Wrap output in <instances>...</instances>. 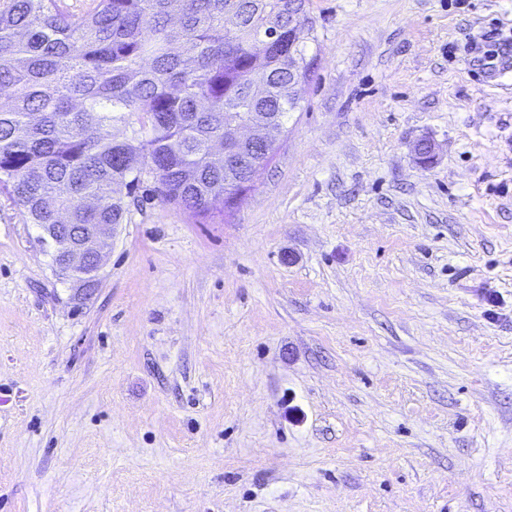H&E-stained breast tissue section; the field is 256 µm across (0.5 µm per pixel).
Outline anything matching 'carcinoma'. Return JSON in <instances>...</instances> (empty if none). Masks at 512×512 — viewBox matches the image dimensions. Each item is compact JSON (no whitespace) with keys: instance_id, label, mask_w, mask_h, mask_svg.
I'll return each instance as SVG.
<instances>
[{"instance_id":"carcinoma-1","label":"carcinoma","mask_w":512,"mask_h":512,"mask_svg":"<svg viewBox=\"0 0 512 512\" xmlns=\"http://www.w3.org/2000/svg\"><path fill=\"white\" fill-rule=\"evenodd\" d=\"M0 0V187L27 221L122 224L144 176L198 219L224 218L238 182L210 148L246 112L288 114L291 70L310 78V0Z\"/></svg>"}]
</instances>
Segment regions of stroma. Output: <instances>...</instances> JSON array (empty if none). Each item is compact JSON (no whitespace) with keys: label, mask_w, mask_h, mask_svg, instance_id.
I'll list each match as a JSON object with an SVG mask.
<instances>
[{"label":"stroma","mask_w":512,"mask_h":512,"mask_svg":"<svg viewBox=\"0 0 512 512\" xmlns=\"http://www.w3.org/2000/svg\"><path fill=\"white\" fill-rule=\"evenodd\" d=\"M310 14L252 190L145 180L90 299L0 189V512H512V0Z\"/></svg>","instance_id":"stroma-1"}]
</instances>
